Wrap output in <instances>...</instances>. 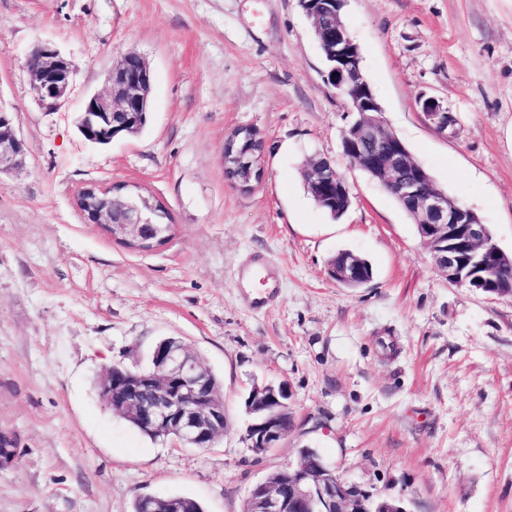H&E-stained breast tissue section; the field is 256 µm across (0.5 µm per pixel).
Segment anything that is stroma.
<instances>
[{
    "mask_svg": "<svg viewBox=\"0 0 512 512\" xmlns=\"http://www.w3.org/2000/svg\"><path fill=\"white\" fill-rule=\"evenodd\" d=\"M340 18L388 131L512 255V0H345ZM40 43L73 68L53 107L25 67ZM130 52L154 74L148 126L90 143L83 102ZM429 97L448 129L424 115ZM0 107L29 147L0 174V428L20 450L0 512H132L155 492L242 512L305 448L407 512H512V295L450 283L344 154L353 114L299 0H0ZM240 127L263 142L246 192L222 161ZM314 156L349 186L339 220L304 189ZM120 181L165 211L166 245L135 251L83 220L76 191ZM342 251L368 261L369 282L330 277ZM257 256L274 274L261 307L240 275ZM166 338L220 381L213 447L150 439L101 396L104 368L147 367ZM256 384L284 385L292 417L262 454L246 439Z\"/></svg>",
    "mask_w": 512,
    "mask_h": 512,
    "instance_id": "1",
    "label": "stroma"
}]
</instances>
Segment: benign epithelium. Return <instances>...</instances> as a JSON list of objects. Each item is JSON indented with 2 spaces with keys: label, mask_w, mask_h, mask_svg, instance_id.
<instances>
[{
  "label": "benign epithelium",
  "mask_w": 512,
  "mask_h": 512,
  "mask_svg": "<svg viewBox=\"0 0 512 512\" xmlns=\"http://www.w3.org/2000/svg\"><path fill=\"white\" fill-rule=\"evenodd\" d=\"M313 19L314 32L327 62L332 64V84L344 92L354 122L344 132L343 148L355 164L396 196L413 215L423 245L448 282L483 292L512 294V282L494 280L488 267L511 262L487 236L471 209L465 208L437 188L429 173L412 157L405 143L390 133L380 118L381 105L367 81L358 45L340 19L344 0H299ZM33 90L44 102L54 105L70 88L72 66L58 50L41 44L27 60ZM106 92L93 94L85 102L79 131L96 144L112 142V130L128 124L132 114L147 113L153 76L149 64L137 53L113 62L106 78ZM423 113L441 128L448 127V113L435 98L422 101ZM28 152L17 134L11 113L0 109V173L24 166ZM236 175L231 183L242 190L251 187L253 174L242 156H237ZM333 165L322 158L308 160L305 172L315 188L345 198L351 204L349 188L332 174ZM75 205L85 221L101 225L112 239L149 252L160 248L149 227L155 224L159 206L138 192L118 184L105 190L95 184L83 187ZM343 285H362L369 280L365 260L348 253L344 263L331 270ZM207 365L188 346L165 339L155 348L149 370L109 366L102 374L106 400L120 392L122 413L149 422V430L164 438L194 448H209L224 434V399L209 386ZM285 389L271 385L254 386L246 407L259 419L247 426V440L256 453H264L286 434L290 424L274 408H286ZM16 436L0 438V470L18 464ZM244 512H373L371 494L329 469L314 453L300 454L296 465L255 485Z\"/></svg>",
  "instance_id": "1"
}]
</instances>
